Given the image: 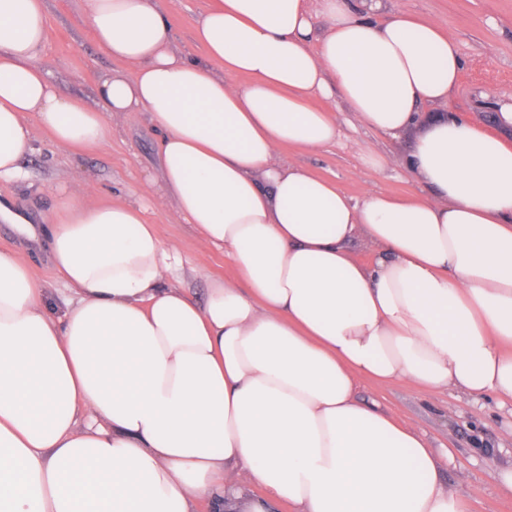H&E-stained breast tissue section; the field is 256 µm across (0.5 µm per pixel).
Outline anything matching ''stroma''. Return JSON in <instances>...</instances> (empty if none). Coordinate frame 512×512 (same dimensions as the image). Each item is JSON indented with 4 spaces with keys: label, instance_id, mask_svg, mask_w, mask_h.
<instances>
[{
    "label": "stroma",
    "instance_id": "stroma-1",
    "mask_svg": "<svg viewBox=\"0 0 512 512\" xmlns=\"http://www.w3.org/2000/svg\"><path fill=\"white\" fill-rule=\"evenodd\" d=\"M402 10L437 24L455 40L464 60L459 82L468 94L453 90L448 97L450 114L485 127L512 147V130L487 122L479 105L512 103V0H394ZM50 23V47L45 59L64 96L87 107L101 109L96 81L101 72L123 70L94 40L75 0H46ZM210 0H164V12L180 51L193 48L192 30L197 16ZM335 110L341 136L335 145L318 152L284 147L285 160L336 182L353 198L378 191L398 198L423 195L424 188L402 164L409 137L394 140L354 123L350 113ZM113 128L112 143L103 147L61 149L50 134L35 129L33 140L21 158L25 179L0 182V197L33 222L52 218L56 189L64 182L87 178L94 183L89 201L127 203L135 189L160 187L161 164L158 135L146 115L124 112L107 117ZM389 160L382 168L365 163L366 155ZM149 223L160 237L177 242L191 258L201 260L209 276L227 281L237 272L222 251L208 247L192 225L181 223L173 210L149 209ZM358 393L377 399L384 410L406 426L426 434L433 447L448 448L452 459L443 470L469 504V512H512V493L505 491L500 473L512 466V413L497 398L472 401L460 392L426 391L400 382L390 386L361 381Z\"/></svg>",
    "mask_w": 512,
    "mask_h": 512
}]
</instances>
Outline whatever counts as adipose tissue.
<instances>
[{"label":"adipose tissue","instance_id":"1","mask_svg":"<svg viewBox=\"0 0 512 512\" xmlns=\"http://www.w3.org/2000/svg\"><path fill=\"white\" fill-rule=\"evenodd\" d=\"M80 8L127 66L98 77L100 111L43 65L46 0H0V182L24 178L34 127L62 149L105 146L107 113H145L156 204L238 278L195 301L184 271L202 263L140 203L86 205V180L59 188L46 228L0 200L68 292L51 315L0 250V512H468L440 476L449 451L358 397L369 379L512 403V148L435 113L457 42L383 0H213L186 53L159 0ZM334 96L411 135L404 162L428 196L355 199L282 158L335 144L318 105Z\"/></svg>","mask_w":512,"mask_h":512}]
</instances>
